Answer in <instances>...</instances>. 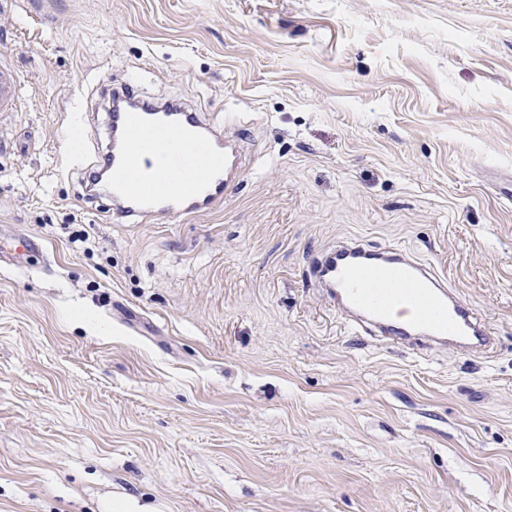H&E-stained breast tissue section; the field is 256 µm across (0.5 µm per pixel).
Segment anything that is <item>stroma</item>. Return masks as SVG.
<instances>
[{
    "mask_svg": "<svg viewBox=\"0 0 512 512\" xmlns=\"http://www.w3.org/2000/svg\"><path fill=\"white\" fill-rule=\"evenodd\" d=\"M0 0V512H512V0ZM238 140L216 209L122 223L108 89ZM90 233L68 240V226ZM410 249L497 342L354 333L336 242ZM4 52L0 57V112H13L17 107L18 79ZM44 247L41 240L34 235L12 237L0 244V261L16 260V254L29 252L43 254Z\"/></svg>",
    "mask_w": 512,
    "mask_h": 512,
    "instance_id": "1",
    "label": "stroma"
}]
</instances>
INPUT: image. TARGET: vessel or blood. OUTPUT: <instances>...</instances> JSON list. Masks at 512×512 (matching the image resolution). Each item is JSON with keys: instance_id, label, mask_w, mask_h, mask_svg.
I'll list each match as a JSON object with an SVG mask.
<instances>
[{"instance_id": "vessel-or-blood-1", "label": "vessel or blood", "mask_w": 512, "mask_h": 512, "mask_svg": "<svg viewBox=\"0 0 512 512\" xmlns=\"http://www.w3.org/2000/svg\"><path fill=\"white\" fill-rule=\"evenodd\" d=\"M107 189L137 222L202 212L223 202L240 168L237 150L225 146L221 128L183 103H158L131 93H111ZM18 79L0 57V112L17 107ZM161 153L164 165L142 162ZM33 235L0 244V261L43 252ZM346 323L356 333L400 344L424 339L485 352L492 345L482 320L445 276L398 248L371 249L358 242L337 246L313 270Z\"/></svg>"}]
</instances>
